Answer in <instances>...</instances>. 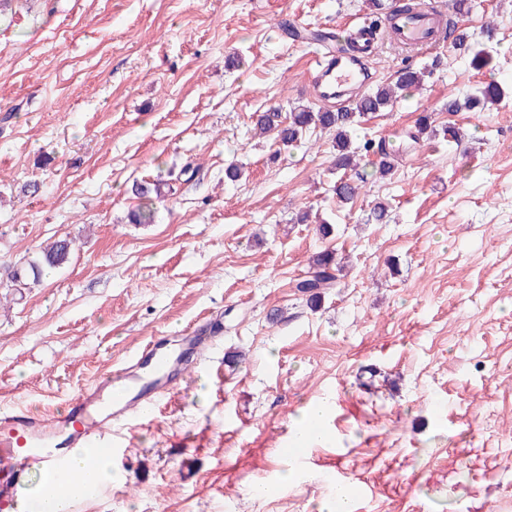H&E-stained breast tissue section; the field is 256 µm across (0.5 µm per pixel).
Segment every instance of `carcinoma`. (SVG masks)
<instances>
[{
	"label": "carcinoma",
	"mask_w": 512,
	"mask_h": 512,
	"mask_svg": "<svg viewBox=\"0 0 512 512\" xmlns=\"http://www.w3.org/2000/svg\"><path fill=\"white\" fill-rule=\"evenodd\" d=\"M445 37L451 40L456 49L472 55L476 63L483 62L482 52L475 49L469 42L468 35L455 24H450L444 29ZM425 71L414 65L412 59L406 57L402 60V66L398 70V76L394 83L377 88L374 91L363 94L354 99L352 103L343 109L333 112L330 110H314L308 106H298L289 113L288 121H283L281 113L272 110L265 112L258 122L261 132L274 131L280 141L294 143L312 127H319L329 132H334L336 154L333 159V167L338 172L354 171L356 177L364 178L357 172L358 151L351 150V142L348 140V131L360 123L361 119L381 112L392 105L401 94L411 88L420 87L424 83ZM502 91L493 84L479 88L475 94L464 100H448V111H471L485 104H497L501 101ZM436 132L433 125L432 114L421 113L415 123L414 129L406 133V137L417 143ZM365 153L379 156L377 173L385 178L394 170V158L396 149L390 147L385 141L370 140L363 144ZM336 198L341 201H350L359 193V184L343 175L336 180L334 185ZM71 249V242L59 240L41 251V258L28 263V272L33 281H38L42 275L43 267L56 268L64 264ZM342 268L336 259L335 253L324 250L313 256L309 261L306 275L297 280L294 288L305 296L310 306L317 308L321 304L325 290L333 287L338 280Z\"/></svg>",
	"instance_id": "carcinoma-1"
}]
</instances>
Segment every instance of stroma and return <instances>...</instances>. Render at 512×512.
Here are the masks:
<instances>
[{
  "instance_id": "1",
  "label": "stroma",
  "mask_w": 512,
  "mask_h": 512,
  "mask_svg": "<svg viewBox=\"0 0 512 512\" xmlns=\"http://www.w3.org/2000/svg\"><path fill=\"white\" fill-rule=\"evenodd\" d=\"M373 2L0 0V274L73 243L0 305V411L62 413L154 336L211 342L113 433L125 479L88 512H333L339 482L353 512H512V0H431L487 63L443 39L413 52L422 88L352 134L399 160L381 179L364 157L350 203L332 133L255 128L321 106L315 47L288 27L334 33ZM401 59L376 42L371 87ZM490 82L501 104L448 112ZM423 112L462 142L404 141ZM169 178L155 223H129L132 184ZM327 248L345 270L314 309L294 283ZM321 400L332 440L289 462L294 419ZM289 467L295 482L251 494ZM70 249V241L59 240L41 250V258L28 263V272L32 275L33 281L37 282L40 279L44 266L56 268L64 264L70 255Z\"/></svg>"
}]
</instances>
